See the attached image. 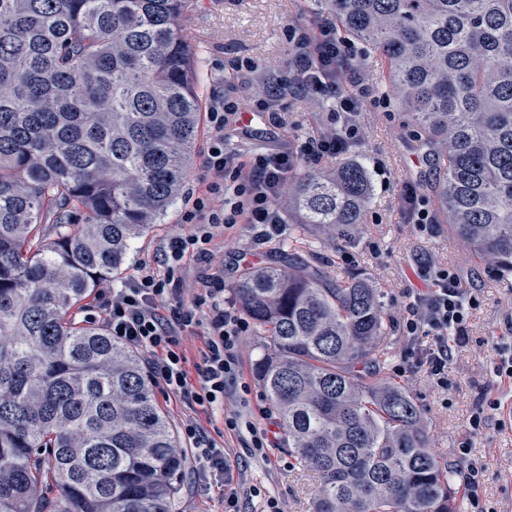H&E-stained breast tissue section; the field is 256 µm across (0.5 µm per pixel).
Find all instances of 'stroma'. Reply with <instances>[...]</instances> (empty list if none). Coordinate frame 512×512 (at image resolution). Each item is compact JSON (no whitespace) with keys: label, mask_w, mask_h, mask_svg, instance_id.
Wrapping results in <instances>:
<instances>
[{"label":"stroma","mask_w":512,"mask_h":512,"mask_svg":"<svg viewBox=\"0 0 512 512\" xmlns=\"http://www.w3.org/2000/svg\"><path fill=\"white\" fill-rule=\"evenodd\" d=\"M179 23L192 53L201 108H208L216 94L236 102L241 112L239 122L224 132L226 150L247 158L269 149L292 150L319 134L327 104L296 91L298 75L289 65V26L313 28L318 23L309 10V0H189ZM262 95L269 111L254 109L255 100ZM360 121L365 138L351 147L348 158L367 171L371 203L363 223L349 236L309 226L262 242L256 239L254 228L238 224L228 230L225 245L244 252L248 266L290 249L301 261L329 276L359 273L381 288L386 312L393 321L381 378L398 383L415 399L430 448L448 464L461 512H512V419L489 426L469 455H460L458 448L477 402L512 400V386L489 375L495 343L512 339L505 319L512 274H502L472 253L446 224H437L433 237L413 235L403 208L402 188L408 182L418 184L427 207H434L433 161L398 105L384 110L365 104ZM183 208V203H176L163 223L136 243L130 263L123 274L112 277V284L121 285L133 274L136 262L151 256L166 236L181 231ZM428 256L459 264L467 287L480 291L479 305L468 321L469 340L455 351L449 372L451 386L445 391L434 386L424 370L401 377L394 372L409 346L394 321L411 294L423 290L418 266ZM262 343L255 331H248L241 355L243 379L251 390L245 405L229 400L225 407L240 408L244 417L270 429L272 446L261 456L251 453L232 433H225L224 474L201 480L194 477L193 457H186L179 512H224V500L231 495L237 500V512H262L270 498L278 501L282 512H311V485L289 455L277 415L254 382L252 365ZM471 464L479 469V504L475 507L467 499L461 478Z\"/></svg>","instance_id":"stroma-1"}]
</instances>
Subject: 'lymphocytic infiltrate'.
Instances as JSON below:
<instances>
[{"label":"lymphocytic infiltrate","mask_w":512,"mask_h":512,"mask_svg":"<svg viewBox=\"0 0 512 512\" xmlns=\"http://www.w3.org/2000/svg\"><path fill=\"white\" fill-rule=\"evenodd\" d=\"M288 39L302 87L330 102L325 129L299 150H270L245 159L224 148V130L236 105L214 98L207 114L210 137L203 187L187 199L182 213L187 231L165 239L121 286L105 284L96 292L97 308L112 338L146 353L154 380L191 410L223 408L225 399L235 394L241 379V338L249 328L224 297V256L213 250L214 239L237 224L252 225L262 238L281 235L279 202L299 159L346 155L364 137L357 115L365 102L390 105L387 95L374 94L363 67L357 66L361 49L337 37L331 20H323L314 32L289 28ZM191 263L207 267L208 275L187 281ZM419 277L426 290L408 304L399 326L410 338L431 337L423 364L434 384L444 389L454 351L468 339L467 321L479 299L475 289L464 286L459 272L432 261L421 263ZM196 334L202 335L203 346L192 365L183 339ZM182 433L201 472L224 471V448L199 417H186Z\"/></svg>","instance_id":"obj_1"}]
</instances>
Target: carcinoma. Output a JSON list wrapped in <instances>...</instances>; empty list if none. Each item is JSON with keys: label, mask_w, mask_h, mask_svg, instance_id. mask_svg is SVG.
<instances>
[{"label": "carcinoma", "mask_w": 512, "mask_h": 512, "mask_svg": "<svg viewBox=\"0 0 512 512\" xmlns=\"http://www.w3.org/2000/svg\"><path fill=\"white\" fill-rule=\"evenodd\" d=\"M188 0H0V512H174L184 459L139 352L70 311L163 223L191 175L199 97ZM383 61L443 168L441 214L512 273V0H311ZM365 168L290 183L295 224L363 222ZM254 376L313 512H460L420 409L378 378L383 292L295 256L235 285Z\"/></svg>", "instance_id": "cac0c4a2"}]
</instances>
